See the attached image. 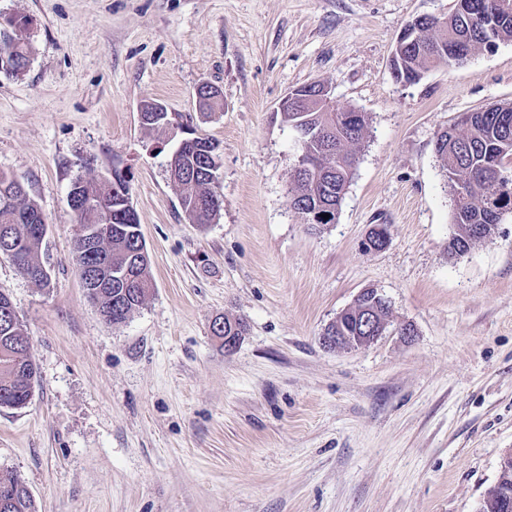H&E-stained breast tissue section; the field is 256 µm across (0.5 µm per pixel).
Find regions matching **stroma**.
Here are the masks:
<instances>
[{
	"instance_id": "stroma-1",
	"label": "stroma",
	"mask_w": 512,
	"mask_h": 512,
	"mask_svg": "<svg viewBox=\"0 0 512 512\" xmlns=\"http://www.w3.org/2000/svg\"><path fill=\"white\" fill-rule=\"evenodd\" d=\"M455 0H0L33 53L0 72V171L49 224L38 288L0 255V292L37 380L0 408V475L36 512H479L512 455V213L459 259L434 144L464 112L512 103V41L394 79L404 26ZM320 81L370 117L335 223L290 205L280 101ZM223 110L202 114L197 86ZM163 103L170 127L145 128ZM218 146L224 200L189 222L168 161L185 129ZM124 174L153 290L106 322L73 260L68 192ZM389 243L367 251L371 225ZM391 323L357 350L325 328L363 289ZM243 320L233 351L214 319ZM411 327L412 336L401 333Z\"/></svg>"
}]
</instances>
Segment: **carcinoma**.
<instances>
[{
	"label": "carcinoma",
	"instance_id": "1",
	"mask_svg": "<svg viewBox=\"0 0 512 512\" xmlns=\"http://www.w3.org/2000/svg\"><path fill=\"white\" fill-rule=\"evenodd\" d=\"M500 2L456 0L443 22L423 27L420 39L404 49L396 67L398 77L416 80L421 71L432 66L460 64L477 51L512 41V11L502 10ZM2 49L17 58L10 74L23 73L32 55L23 34L0 33ZM195 95L210 113L223 107V97L209 93L202 85ZM281 116L290 128L306 130L299 152L318 162L315 172L294 180L291 206L297 211L332 206L339 212L368 133L367 113L327 111L318 100L309 98L300 103V110ZM451 129L454 134L448 137V144L435 143V151L451 202L453 233L448 257L458 259L491 235L503 211H512V191L504 192V188L512 187V103L464 112ZM218 167L216 146L208 138L198 136L172 155L170 180L183 213L194 224L211 223L221 209L222 199L212 188ZM114 176L108 182L74 181L73 186L82 189L73 213L80 226L106 224L112 228V235L100 242L98 252L90 250L83 234H78V268L96 271L102 252L112 255V281L119 283L128 276L136 280L134 295L125 298L122 289L114 287L101 300L102 308L112 314V323L120 324L144 303L152 278L137 215L122 209L129 187L120 173ZM18 182L16 177L0 172V244L8 245L12 261L35 286L46 288L50 275L40 252L48 225L42 222L41 230H35L33 219L43 212L28 192L19 190ZM11 305L9 297L0 293V408L21 409L31 396L36 369L24 325L18 316L5 312ZM503 487H512V468L500 475L499 485L487 491L483 512H498L497 498ZM0 512H36L31 493L16 475L0 476Z\"/></svg>",
	"mask_w": 512,
	"mask_h": 512
}]
</instances>
